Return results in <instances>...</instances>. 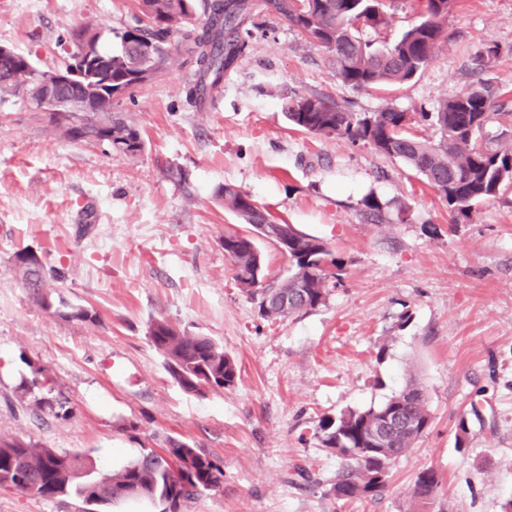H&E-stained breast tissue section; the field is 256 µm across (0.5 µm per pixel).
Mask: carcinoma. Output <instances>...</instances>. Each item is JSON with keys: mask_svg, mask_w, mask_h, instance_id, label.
<instances>
[{"mask_svg": "<svg viewBox=\"0 0 512 512\" xmlns=\"http://www.w3.org/2000/svg\"><path fill=\"white\" fill-rule=\"evenodd\" d=\"M149 20L116 34L117 44L101 46L102 32L85 24L70 33L71 51L66 71L80 72L85 61L79 42L92 44L112 62V87L81 81L56 90L63 102L77 111L40 116L45 128L73 141H93L112 155L135 161L145 151L140 125L128 112L111 111V94L133 96L142 85L163 73L169 64L168 37L178 25L188 54L195 57L196 80L186 99L198 110L223 85L233 63L248 50V24L256 15L273 16L296 29L310 43L323 48L336 78L356 89L400 87L410 82L448 42V16L455 0H419L415 22L394 40L363 37L367 29L390 26L385 0H210L202 27L196 19L197 0H139ZM54 83V71L38 69L32 60L14 50L0 55V103L20 98L36 99L39 84ZM503 98L499 85L485 81L439 102L434 112L420 117L439 132V139L411 135L415 113L387 107L378 112H353L336 100L320 95L282 97L281 111L294 128L315 135H331L351 143L368 144L399 159L420 174L425 183L448 203L451 222L469 220L475 206L497 196L512 183V140L491 146L479 140L483 127L498 116L493 108ZM224 211L251 226L271 224L268 212L246 199V194L226 184L215 190ZM288 243V276L264 283L263 259L257 239L238 231L224 234V255L234 279L257 304L265 320L308 312L325 304L330 279L341 278L343 262L319 237L294 230ZM15 265L34 302L65 318L96 322L97 313L84 307L67 311L51 301L58 273H47L38 255L29 249L14 253ZM153 347L165 360L167 371L186 393L203 395L235 384L239 368L233 357L208 336L190 334L165 319L148 328ZM397 413L403 429L386 430L383 420ZM431 426L422 387L408 382L378 407L349 410L321 421L316 433L319 446L343 462L330 491L342 501L366 498L385 488L390 465L405 455ZM224 483V471L203 450L175 438L166 439L164 452L149 451L112 470H100L88 456L59 452L21 438H0V489H15L31 496L55 498L75 494L91 509L128 498L147 499L161 512H181L190 498L214 491ZM440 484L438 472L423 471L413 499L429 503Z\"/></svg>", "mask_w": 512, "mask_h": 512, "instance_id": "carcinoma-1", "label": "carcinoma"}]
</instances>
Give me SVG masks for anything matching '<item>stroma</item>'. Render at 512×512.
<instances>
[{
    "instance_id": "obj_1",
    "label": "stroma",
    "mask_w": 512,
    "mask_h": 512,
    "mask_svg": "<svg viewBox=\"0 0 512 512\" xmlns=\"http://www.w3.org/2000/svg\"><path fill=\"white\" fill-rule=\"evenodd\" d=\"M137 0H0V45L36 67L65 65L68 30L135 24ZM450 40L398 90H354L325 50L268 15L204 109L188 104L195 60L173 61L133 97L146 149L137 162L51 135L20 101L0 104V436L119 467L167 437L195 444L224 484L182 512H410L426 469L441 483L424 512H505L512 502V184L451 223L448 205L399 160L294 129L283 95H328L353 111H433L482 80L512 88V0H456ZM495 45L492 69L476 57ZM275 222L328 242L344 263L324 305L274 322L241 291L224 255L236 218L220 185ZM375 194L381 218L363 204ZM28 248L60 271L55 300L98 322L38 307L14 266ZM164 319L212 338L238 363L234 386L193 395L148 337ZM48 380L33 391L34 368ZM417 379L432 424L378 495L337 500L342 462L315 437L323 418L378 406ZM65 400L66 417L45 412ZM0 489V512H87Z\"/></svg>"
}]
</instances>
